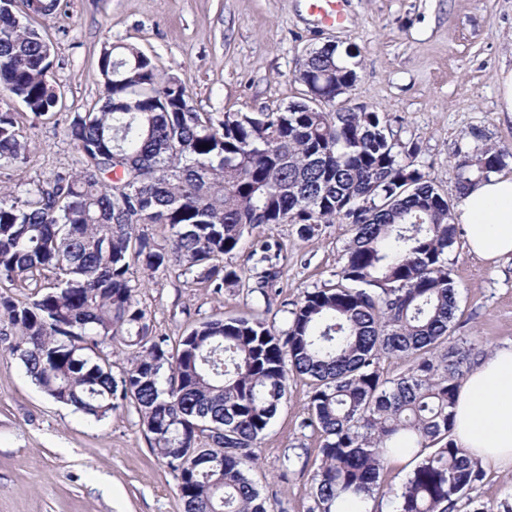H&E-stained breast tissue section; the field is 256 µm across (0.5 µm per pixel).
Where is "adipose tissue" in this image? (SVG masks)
<instances>
[{"instance_id":"ef3b65f1","label":"adipose tissue","mask_w":512,"mask_h":512,"mask_svg":"<svg viewBox=\"0 0 512 512\" xmlns=\"http://www.w3.org/2000/svg\"><path fill=\"white\" fill-rule=\"evenodd\" d=\"M457 218L472 253L512 257V177L476 181L460 195ZM451 437L472 458L512 470V346L491 351L469 370L452 408Z\"/></svg>"}]
</instances>
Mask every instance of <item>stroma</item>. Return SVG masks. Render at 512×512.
Listing matches in <instances>:
<instances>
[{"instance_id":"35a3bbf8","label":"stroma","mask_w":512,"mask_h":512,"mask_svg":"<svg viewBox=\"0 0 512 512\" xmlns=\"http://www.w3.org/2000/svg\"><path fill=\"white\" fill-rule=\"evenodd\" d=\"M342 10L343 25L326 26L308 0H61L38 24L54 46L51 80L62 101L49 120L12 102L29 146L24 160L0 164V191L19 195L78 168L65 127L73 113L99 105L105 43L136 45L185 84L201 111L222 113L300 99L296 70L333 41L360 52L354 103L379 108L400 141L418 142L417 168L457 201L455 153L512 147V114L499 97L501 73L512 69V0H342ZM351 237L345 219L310 239L296 225L271 224L225 255L238 280L221 293L174 271L141 273L136 299L152 335L172 349L214 318L261 317L284 331L305 292L335 284ZM261 239L281 249L264 296L254 290L262 267L251 257ZM448 266L459 299L452 341L472 347L475 360L512 345V259L478 257L460 233ZM311 390L308 379L290 375L288 398L257 449L250 476L269 512L314 506L322 437L303 424ZM471 497L481 512H512V473L485 468ZM0 512H183V504L133 404L101 421L76 413L49 399L0 341Z\"/></svg>"}]
</instances>
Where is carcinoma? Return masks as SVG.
Wrapping results in <instances>:
<instances>
[{
	"label": "carcinoma",
	"mask_w": 512,
	"mask_h": 512,
	"mask_svg": "<svg viewBox=\"0 0 512 512\" xmlns=\"http://www.w3.org/2000/svg\"><path fill=\"white\" fill-rule=\"evenodd\" d=\"M59 0H0V90L39 117L61 101L50 39L32 20ZM357 50L324 44L296 80L306 98L272 112H201L183 82L154 59L110 43L98 57L104 97L77 112L67 136L80 169L0 196V283L27 281L25 300L0 294L7 350L53 401L96 421L129 401L152 449L176 473L184 512H268L248 477L256 448L288 396L289 373L312 382L306 425L323 438L315 512L344 496L387 497L396 512L469 506L480 465L449 439L450 408L471 348L449 341L458 292L446 255L457 224L448 199L415 167L418 143L390 135L385 113L350 104ZM27 137L0 102V162L24 158ZM497 146L458 156L456 189L506 166ZM354 234L336 284L308 292L280 333L264 318H216L171 353L149 335L135 274L177 270L213 285L238 279L220 258L244 234L296 224L309 239L322 224ZM168 228L164 245L140 227ZM256 289L277 277L278 250ZM132 348L119 376L104 349ZM404 357L397 379L378 369ZM407 437L418 449L400 487L381 473ZM224 462V482L197 456Z\"/></svg>",
	"instance_id": "obj_1"
}]
</instances>
